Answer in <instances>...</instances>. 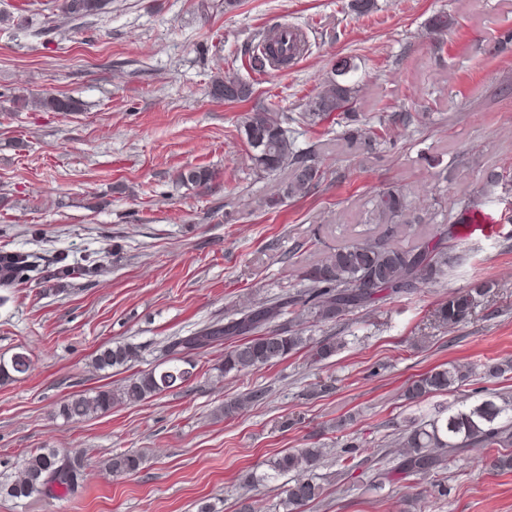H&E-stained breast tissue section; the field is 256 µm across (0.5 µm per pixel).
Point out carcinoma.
I'll return each instance as SVG.
<instances>
[{"label": "carcinoma", "mask_w": 512, "mask_h": 512, "mask_svg": "<svg viewBox=\"0 0 512 512\" xmlns=\"http://www.w3.org/2000/svg\"><path fill=\"white\" fill-rule=\"evenodd\" d=\"M107 0H62L61 10L72 17L82 18L104 10ZM306 42L289 41L285 31L272 28L259 34L250 57V67L258 72L274 63L287 66L303 51ZM358 65L352 57L339 59L331 77L325 79L315 94L302 104L297 122L317 127L338 117L347 122L344 139L357 148L372 152L386 143L389 127H374L367 118L355 112L353 105L362 91L353 79ZM213 98L227 103L249 101L254 95L253 84L229 69L216 77L210 87ZM16 109L32 106L44 112H76L78 106L70 99L17 95ZM284 113L273 103L259 105L243 115L237 131L249 150L251 169L257 175L290 171L279 183L276 192L255 201V209L272 211L290 199L308 195L324 178L318 162L296 148L294 139L284 127ZM215 177L206 167H193L180 173L186 183L204 185ZM409 196L401 190H384L372 200L371 215L379 224L387 225L385 237L366 238L337 248L322 260L306 266L300 272L302 288L286 292L271 301H259L241 307L233 317L209 324L187 336H175L166 346L168 359L163 367L143 370L129 378L117 390L99 389L91 395L75 394L63 400L58 414L63 419L79 422L106 414L119 404H133L157 397L174 387L189 383L196 376L197 365L189 354L226 344L222 374L242 372L276 364L305 348L312 360L326 361L336 356L342 342L333 336L315 340L295 328V322H334L341 316L370 305L382 294L397 296L422 285L437 281L462 265L463 251L445 238H431L417 246L404 248L388 239L398 234L399 225L418 220ZM98 269L96 263L81 267L70 262L69 255L60 253L43 266L27 251L0 252V287H12L27 282L33 271L45 283L89 275ZM486 282L478 283L465 293L448 296L441 304L438 317L446 326H458L471 315L479 300L489 290ZM138 346L124 343L101 349L96 357L98 369L106 371L124 367L139 357ZM29 358L16 353L0 357V384H8L27 372ZM480 375L487 379L512 377V359H490L480 363L440 365L408 382L403 396L419 403L430 394L456 392L469 378ZM266 392L255 389L242 399L224 405V416L233 415L242 403H258ZM398 455L389 468H377L367 475L366 485L376 493L396 479L444 470L467 448H495L491 467L500 472L512 471V395L488 392L474 400L462 394L448 406L423 420L413 417L398 434ZM322 448H297L284 451L263 462L265 469L252 468L243 482L249 487L263 486L290 473H309L324 457ZM143 458L138 454L116 452L109 468L115 476L139 471ZM24 479L0 481V494L15 499L53 495L59 489L69 494L78 488L81 461L55 448H41L21 463ZM324 488L315 478H297L282 485L279 512H303L310 503L323 496Z\"/></svg>", "instance_id": "carcinoma-1"}]
</instances>
